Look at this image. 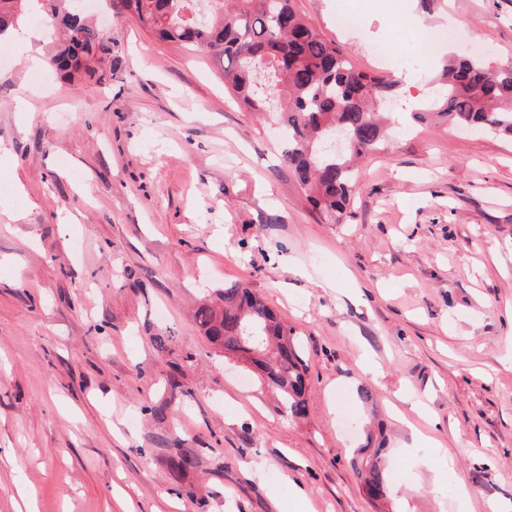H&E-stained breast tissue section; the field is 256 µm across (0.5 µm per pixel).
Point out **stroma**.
<instances>
[{"mask_svg":"<svg viewBox=\"0 0 512 512\" xmlns=\"http://www.w3.org/2000/svg\"><path fill=\"white\" fill-rule=\"evenodd\" d=\"M297 4L360 70L396 77L426 32L435 57L512 63V0ZM114 24L105 82L0 66V512L21 485L37 512H512V141L409 124L426 70L361 160L353 216L328 224L218 62ZM238 282L303 345L302 416L194 319ZM430 418L454 468L413 438ZM367 427L387 438L384 500L354 474Z\"/></svg>","mask_w":512,"mask_h":512,"instance_id":"obj_1","label":"stroma"}]
</instances>
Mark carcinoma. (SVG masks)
<instances>
[{"label": "carcinoma", "instance_id": "obj_1", "mask_svg": "<svg viewBox=\"0 0 512 512\" xmlns=\"http://www.w3.org/2000/svg\"><path fill=\"white\" fill-rule=\"evenodd\" d=\"M78 0H0V35L19 30L37 7L52 30L66 38L48 57L51 69L67 78L83 73L100 82L98 67L112 52V35L86 22ZM118 17L131 15L159 41L206 52L224 71V88L240 106L270 119L283 132V160L321 218L342 224L352 216L358 169L354 162L384 148L380 113L396 97L397 82L357 70L295 5V0H210L211 18L197 16L198 0H107ZM437 94L409 113L417 125L447 122L512 139V65L491 69L481 56L444 61ZM342 126L351 149L321 154L326 134ZM224 306H203L195 320L206 338L224 352L240 354L278 390L292 416L305 412L302 350L280 316L245 283L224 287ZM383 442L366 438L357 477L374 499L390 493Z\"/></svg>", "mask_w": 512, "mask_h": 512}]
</instances>
